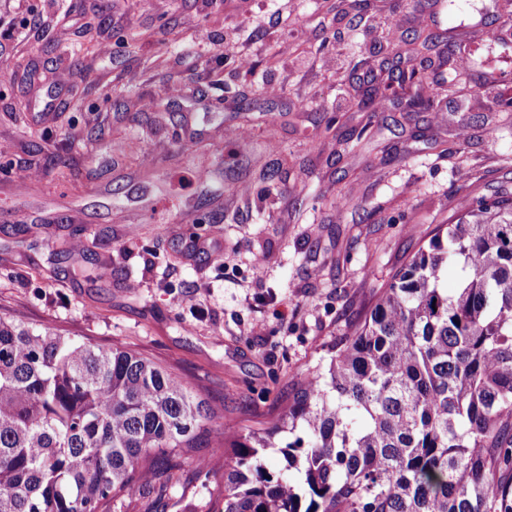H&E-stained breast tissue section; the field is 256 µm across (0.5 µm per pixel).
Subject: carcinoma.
<instances>
[{"instance_id":"obj_1","label":"carcinoma","mask_w":512,"mask_h":512,"mask_svg":"<svg viewBox=\"0 0 512 512\" xmlns=\"http://www.w3.org/2000/svg\"><path fill=\"white\" fill-rule=\"evenodd\" d=\"M433 40L415 30L398 52L408 65H378L389 83L357 100L366 123L343 143L392 84L426 83L415 60ZM198 448L224 457L208 512H512V192H467L354 334L251 429L129 346L0 316V512L160 499L187 468L213 474Z\"/></svg>"}]
</instances>
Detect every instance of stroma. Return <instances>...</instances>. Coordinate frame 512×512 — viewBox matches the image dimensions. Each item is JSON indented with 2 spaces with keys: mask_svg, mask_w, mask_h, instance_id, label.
I'll return each instance as SVG.
<instances>
[{
  "mask_svg": "<svg viewBox=\"0 0 512 512\" xmlns=\"http://www.w3.org/2000/svg\"><path fill=\"white\" fill-rule=\"evenodd\" d=\"M456 7L459 29L434 0H0V313L267 419L468 185L512 190V0ZM422 26L434 111L387 95L344 148L382 28Z\"/></svg>",
  "mask_w": 512,
  "mask_h": 512,
  "instance_id": "stroma-1",
  "label": "stroma"
}]
</instances>
